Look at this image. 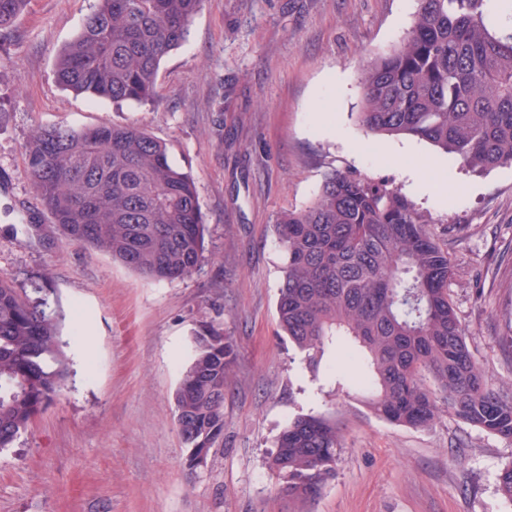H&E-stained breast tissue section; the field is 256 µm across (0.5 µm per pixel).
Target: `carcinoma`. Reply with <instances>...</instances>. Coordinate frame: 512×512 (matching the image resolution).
Instances as JSON below:
<instances>
[{"mask_svg":"<svg viewBox=\"0 0 512 512\" xmlns=\"http://www.w3.org/2000/svg\"><path fill=\"white\" fill-rule=\"evenodd\" d=\"M28 0H0V30ZM414 25L360 73L359 124L408 136L483 171L512 165V0H416ZM203 0H96L59 54L61 87L93 99L152 103L162 59L184 42ZM33 187L66 245L93 247L156 282L193 275L205 219L192 175L134 126L55 123L25 146ZM432 220L383 182L333 171L306 207L276 224L283 255L279 325L312 365L347 341V361L381 418L431 425L445 401L466 423L512 441V391L494 390L474 361L450 293L455 271ZM58 301L38 283L0 275V449L10 448L69 377ZM232 341L210 328L175 392L189 448L224 437ZM344 435L321 417L294 418L269 467L288 497L317 495Z\"/></svg>","mask_w":512,"mask_h":512,"instance_id":"cac0c4a2","label":"carcinoma"}]
</instances>
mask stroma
<instances>
[{"mask_svg":"<svg viewBox=\"0 0 512 512\" xmlns=\"http://www.w3.org/2000/svg\"><path fill=\"white\" fill-rule=\"evenodd\" d=\"M95 0H29L0 31V273L57 296L70 376L13 448L0 451V512H512L499 474L512 441L451 411L427 427L376 416L342 346L317 370L278 326L283 260L274 224L326 174L388 183L425 211L455 265L466 341L494 389L512 385V166L474 173L429 143L367 135L355 117L366 51L396 44L416 0H204L166 56L156 104L62 89L54 66ZM134 124L189 171L206 259L154 282L90 247L19 233L50 225L24 145L37 127ZM431 181L417 191L414 178ZM236 349L224 439L192 466L174 393L205 327ZM336 422L335 474L302 503L268 458L300 415Z\"/></svg>","mask_w":512,"mask_h":512,"instance_id":"1","label":"stroma"}]
</instances>
